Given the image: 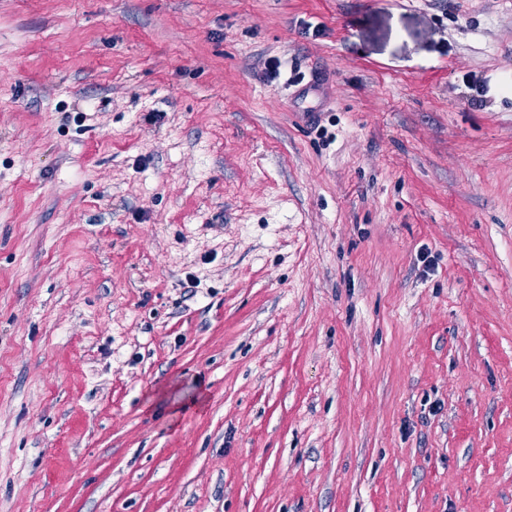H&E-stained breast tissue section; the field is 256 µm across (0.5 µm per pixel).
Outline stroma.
Masks as SVG:
<instances>
[{"instance_id":"35a3bbf8","label":"stroma","mask_w":512,"mask_h":512,"mask_svg":"<svg viewBox=\"0 0 512 512\" xmlns=\"http://www.w3.org/2000/svg\"><path fill=\"white\" fill-rule=\"evenodd\" d=\"M0 512H512V0H0Z\"/></svg>"}]
</instances>
